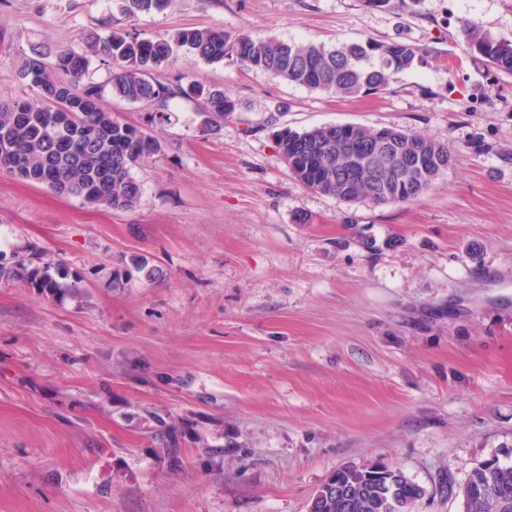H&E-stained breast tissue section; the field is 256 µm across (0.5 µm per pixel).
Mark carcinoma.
Segmentation results:
<instances>
[{
	"label": "carcinoma",
	"instance_id": "1",
	"mask_svg": "<svg viewBox=\"0 0 512 512\" xmlns=\"http://www.w3.org/2000/svg\"><path fill=\"white\" fill-rule=\"evenodd\" d=\"M173 0H123L128 17L160 13ZM105 35L84 38L81 50L34 49L19 77L25 97L0 99V172L41 184L55 193L112 210L134 206L140 185L132 170L161 152L160 142L123 122L99 103L97 87L82 82L91 57L112 65V95L155 107L170 119L166 103L183 94L202 99L201 130L217 132L232 118L237 102L224 90L202 84L188 88L163 83L151 71L171 66L178 55L207 62L235 58L288 83L333 95L357 96L386 89L399 72L422 58L403 42L342 43L334 47L278 38H234L222 28L187 27L152 39L98 20ZM471 54L512 74V40L469 28ZM278 152L303 186L347 203L387 205L428 192L453 165L448 145L395 128L329 124L277 134ZM424 489L400 469L374 464L336 471L313 496L309 512H404ZM463 512H512V463L486 460L458 488Z\"/></svg>",
	"mask_w": 512,
	"mask_h": 512
}]
</instances>
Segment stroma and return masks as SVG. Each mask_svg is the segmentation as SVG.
Segmentation results:
<instances>
[{"instance_id": "35a3bbf8", "label": "stroma", "mask_w": 512, "mask_h": 512, "mask_svg": "<svg viewBox=\"0 0 512 512\" xmlns=\"http://www.w3.org/2000/svg\"><path fill=\"white\" fill-rule=\"evenodd\" d=\"M105 16L144 38L221 27L424 56L357 97L232 59L158 71L237 101L216 133L185 96L164 123L113 97L91 59L104 108L162 151L127 210L0 173V512H308L336 470L377 463L424 488L405 512H461L474 466L512 462V75L471 55L463 23L512 39V0H174L133 18L120 0H10L0 96L27 94L32 46L80 49ZM336 123L423 135L454 163L419 199L345 203L276 146Z\"/></svg>"}]
</instances>
